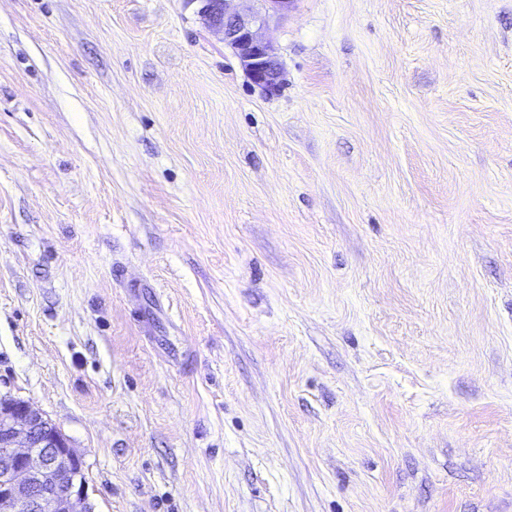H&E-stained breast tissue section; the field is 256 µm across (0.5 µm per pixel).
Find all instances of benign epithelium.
Here are the masks:
<instances>
[{
	"mask_svg": "<svg viewBox=\"0 0 512 512\" xmlns=\"http://www.w3.org/2000/svg\"><path fill=\"white\" fill-rule=\"evenodd\" d=\"M199 2L250 80L267 94L278 92L281 66L260 35L267 13L242 14L235 0ZM0 512H92L81 457L50 419L8 397L0 398Z\"/></svg>",
	"mask_w": 512,
	"mask_h": 512,
	"instance_id": "obj_1",
	"label": "benign epithelium"
}]
</instances>
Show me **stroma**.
<instances>
[{"label": "stroma", "mask_w": 512, "mask_h": 512, "mask_svg": "<svg viewBox=\"0 0 512 512\" xmlns=\"http://www.w3.org/2000/svg\"><path fill=\"white\" fill-rule=\"evenodd\" d=\"M0 0V396L94 512H512V0ZM208 25L224 34V44L234 49L250 80L266 94L280 88L281 66L270 42L260 30L268 23L266 10L241 14L233 7L237 0H198Z\"/></svg>", "instance_id": "obj_1"}]
</instances>
